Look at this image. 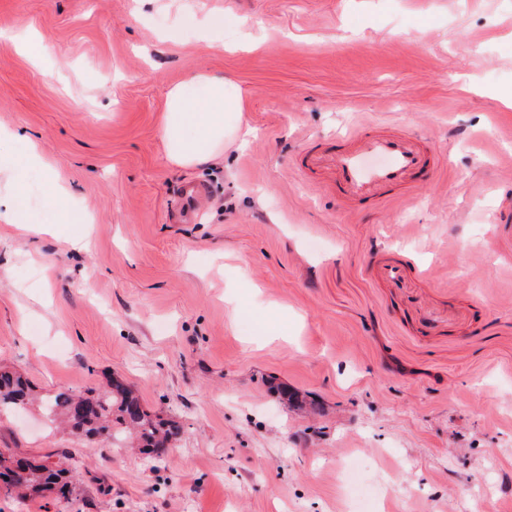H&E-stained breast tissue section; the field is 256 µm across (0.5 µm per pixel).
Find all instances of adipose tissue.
<instances>
[{
	"label": "adipose tissue",
	"mask_w": 512,
	"mask_h": 512,
	"mask_svg": "<svg viewBox=\"0 0 512 512\" xmlns=\"http://www.w3.org/2000/svg\"><path fill=\"white\" fill-rule=\"evenodd\" d=\"M243 112L238 87L209 70L174 85L167 92L162 128L169 161L206 165L223 153L226 141L249 139L254 130Z\"/></svg>",
	"instance_id": "obj_1"
}]
</instances>
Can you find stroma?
Listing matches in <instances>:
<instances>
[{
	"label": "stroma",
	"instance_id": "1",
	"mask_svg": "<svg viewBox=\"0 0 512 512\" xmlns=\"http://www.w3.org/2000/svg\"><path fill=\"white\" fill-rule=\"evenodd\" d=\"M203 67L255 133L180 167L166 93ZM507 94L512 0H0V159L42 157L0 222V365L45 396L119 378L182 427L152 470L2 411L0 452L77 480L0 512H512ZM367 123L442 164L346 206L297 161Z\"/></svg>",
	"mask_w": 512,
	"mask_h": 512
}]
</instances>
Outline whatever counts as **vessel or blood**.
Wrapping results in <instances>:
<instances>
[{
	"label": "vessel or blood",
	"instance_id": "b4317fda",
	"mask_svg": "<svg viewBox=\"0 0 512 512\" xmlns=\"http://www.w3.org/2000/svg\"><path fill=\"white\" fill-rule=\"evenodd\" d=\"M343 140L336 149H310L299 161L301 172L325 175L330 190L343 201L377 202L434 172L414 136L381 134L366 126Z\"/></svg>",
	"mask_w": 512,
	"mask_h": 512
}]
</instances>
